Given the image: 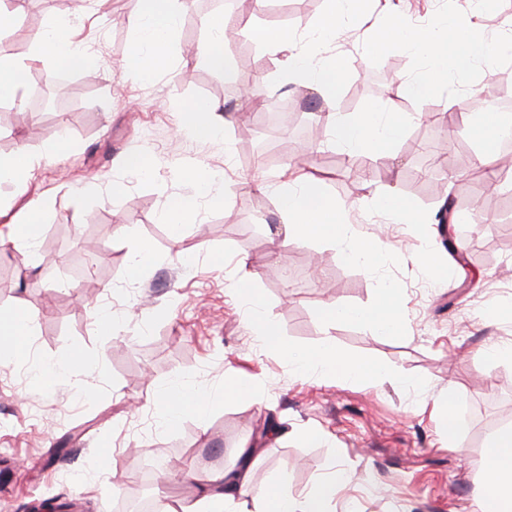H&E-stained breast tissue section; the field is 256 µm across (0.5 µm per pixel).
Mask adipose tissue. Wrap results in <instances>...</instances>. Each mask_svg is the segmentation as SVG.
Here are the masks:
<instances>
[{
	"label": "adipose tissue",
	"instance_id": "1",
	"mask_svg": "<svg viewBox=\"0 0 512 512\" xmlns=\"http://www.w3.org/2000/svg\"><path fill=\"white\" fill-rule=\"evenodd\" d=\"M128 2L140 23V37L126 68L139 75H149L169 63L170 41L178 27L180 6L178 0ZM370 4L371 0H326L323 21L307 36L300 38L290 30H274L263 25L252 27L251 36L268 52L284 55L279 80L300 81L326 104L332 105L340 90L341 63L335 55L328 53L327 48L335 42L341 24L348 17L365 16ZM68 28V21L58 20L35 36L32 40L34 57L62 58L80 67L95 65V51L90 46L73 42ZM394 44L420 59V69L405 77L402 84L408 94L423 100L433 94L443 74L462 75L512 55L511 42L475 34L464 20L450 32L443 27L423 29L408 19H399L374 36L377 51H384ZM411 121V116L398 112L345 115L332 111L326 115L332 142L352 156L393 147L405 136ZM65 149V143L55 139L45 142L39 154L22 151L0 159V174L17 186H26L42 161L57 158ZM270 189L276 196L286 240L318 238L339 247L347 260L370 266L377 264L382 249L380 239L354 233L350 225L340 223V205L326 197L311 176L297 175L271 184ZM43 213L44 204L36 199L27 204L19 218L6 221V238L20 252L28 254L35 250ZM236 293L251 318L259 344L286 359L296 372L337 375L362 386H376L389 379L387 368L368 365L360 358L338 350L334 342H325L314 351L288 345L268 316L251 273L239 277ZM323 316L331 322H368L382 333L396 336L401 331L404 313L399 300L388 292L372 308L328 305ZM160 400L164 408L161 423L166 427L177 424L184 414L202 413L207 404L206 397L188 393L180 385L164 389ZM260 456L261 450L256 445L244 444L238 450L236 464L200 484L192 499L179 504V512H238L241 499L247 496L260 499L264 504L263 512H332V499L337 485L344 479V469L330 470L305 495L297 497L280 491L275 485H254L253 470ZM484 456L486 482L479 512H512V426L501 428L489 437Z\"/></svg>",
	"mask_w": 512,
	"mask_h": 512
}]
</instances>
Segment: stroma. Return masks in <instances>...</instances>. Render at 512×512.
<instances>
[{"label": "stroma", "instance_id": "obj_1", "mask_svg": "<svg viewBox=\"0 0 512 512\" xmlns=\"http://www.w3.org/2000/svg\"><path fill=\"white\" fill-rule=\"evenodd\" d=\"M247 14L215 9L211 0H187L180 13L174 58L148 77L125 74L137 28L127 0L90 7L87 0H26L14 34L0 37V55L28 58L31 39L48 23L69 15L74 41L92 46L98 64L73 68L62 113L33 115L0 103V123L15 128L0 139V158L39 153L57 123L68 128L69 147L42 162L26 187L0 183V208L14 214L34 198L47 204L35 255L0 243V314L27 311L35 320L24 356L0 361V512H29L42 504L70 512H115L138 496L146 468L158 456L179 463L199 479L223 471L238 448L256 441L269 419L280 420L287 439L269 442L254 474L256 486L278 475L305 493L333 465L347 476L337 486L333 512H476L485 487L483 448L499 428L512 426V360L489 362L485 350L512 343V190L498 192L489 220L473 227L475 243L490 257L462 266L445 247L457 225L440 223L448 198L470 191L471 173L482 171L475 131L439 138L409 126L392 149L351 156L326 136L305 139L301 128L278 130L267 143L251 140L263 120L227 86L234 65L248 59L261 79L279 72L280 59L242 31L259 22L306 36L323 18L325 0H247ZM429 27L441 18H468L473 30L500 35L512 23V0H484L472 13L468 0H376L367 18L351 19L332 51L343 61L336 109L347 115L371 110L409 114L423 101L406 93L401 77L419 70V59L396 47L374 52L373 33L399 16ZM235 35L222 45L231 65L219 74L191 58L190 44L211 38L212 20ZM473 92L472 111L496 100L498 71L448 76L430 103L449 110L455 91ZM200 99L225 118L222 139L200 142L179 133L187 110ZM306 142L303 173H316L325 194L343 204L341 221L376 236L387 253L374 267L348 261L337 247L304 238L283 243L273 193L261 181L280 180L291 162L285 151ZM144 158L147 176L130 178L121 167L130 152ZM220 173L242 188L229 203L198 201L179 237L161 212L171 199L191 195L187 170ZM381 191L409 201L420 224L377 214L370 202ZM99 250L98 266L75 285L59 287L86 243ZM153 259L129 279L135 244ZM285 245L295 267L319 259L325 286L281 284L280 262L269 251ZM444 264L430 279L417 261L420 245ZM247 256L254 286L289 345L312 350L333 341L340 351L383 365L393 379L362 387L343 378L303 376L281 356L261 349L235 294L238 260ZM393 281L404 308L400 335L385 336L366 323L325 321L328 304L369 308L384 281ZM111 311L116 325L101 334L94 308ZM77 351L84 370L46 386L37 366ZM253 380L256 390L221 399L227 376ZM421 381L424 393L406 387ZM181 383L211 396L203 416L191 415L161 429L159 391ZM453 397L460 432L449 440L435 403ZM324 434L302 443L301 431Z\"/></svg>", "mask_w": 512, "mask_h": 512}]
</instances>
